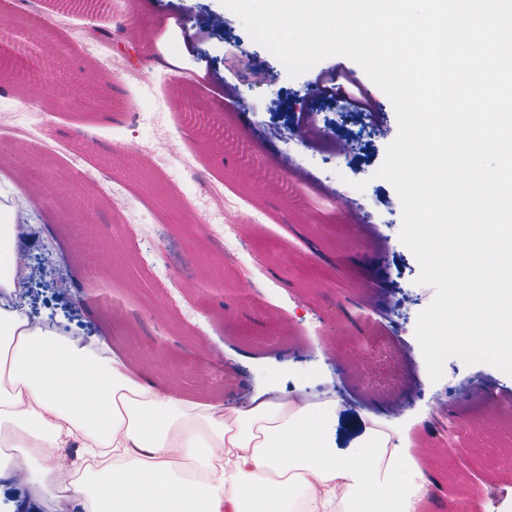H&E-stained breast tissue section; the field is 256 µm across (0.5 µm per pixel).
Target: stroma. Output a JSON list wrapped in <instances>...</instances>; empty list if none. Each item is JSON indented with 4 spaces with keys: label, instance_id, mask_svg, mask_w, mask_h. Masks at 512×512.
I'll return each instance as SVG.
<instances>
[{
    "label": "stroma",
    "instance_id": "stroma-1",
    "mask_svg": "<svg viewBox=\"0 0 512 512\" xmlns=\"http://www.w3.org/2000/svg\"><path fill=\"white\" fill-rule=\"evenodd\" d=\"M205 14L223 25L190 46L188 29ZM38 24L52 36V54L34 51L28 64L53 69L70 88H94L99 104L60 106L48 82L33 95L0 61V125L23 112L48 116L34 150L0 159V204L13 197L11 170L24 168L32 187L51 197L59 184L68 185L82 201L92 236L123 240L126 250L94 261L77 250L70 226L80 209L51 201L25 215L29 259L39 260L49 244L59 258L54 271L26 289L31 314L62 321L65 302L80 295L65 270L82 279L95 265L100 277L78 308L75 327L109 338L120 354L136 359L158 324L168 325L156 361L161 382L237 406L270 367L296 377L324 359L355 385L345 412L350 420L362 408L405 411L446 394L458 448H442L424 426L411 432L412 448L427 450L439 481L431 512H449L472 483L512 486V375L452 355L440 380L422 383L416 356L401 353L397 331L372 312L383 291L398 290L411 336L435 297L432 286L418 284L419 263L400 240L399 196L377 175L399 130L383 91L375 96L385 135L335 111L318 117L325 140L307 141L292 136L293 116L318 106L309 83L336 57L290 77L221 0H131L121 13L106 2L95 10L45 6ZM96 25L110 37L85 42ZM238 43L267 73L265 83L249 84L229 69ZM123 45L136 49L144 81H129L117 68ZM174 83L181 87L176 99L169 95ZM139 150L159 155V164L132 172L130 157ZM206 182L222 184L247 217L234 261L224 258L221 227L206 221ZM115 192L126 198L124 214L108 202ZM191 214L201 226L196 237L183 230ZM133 273L146 283L137 292L127 286ZM237 355L250 356V363L218 370ZM467 375L488 379L502 400L495 427H480L483 396L458 392L457 381Z\"/></svg>",
    "mask_w": 512,
    "mask_h": 512
}]
</instances>
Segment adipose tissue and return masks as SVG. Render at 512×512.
Wrapping results in <instances>:
<instances>
[{
	"mask_svg": "<svg viewBox=\"0 0 512 512\" xmlns=\"http://www.w3.org/2000/svg\"><path fill=\"white\" fill-rule=\"evenodd\" d=\"M22 231L0 205V478L21 492L0 512H427L433 480L396 440L429 407L390 425L362 410L347 439L340 401L314 393L325 362L290 390L270 373L238 408L162 387L30 315Z\"/></svg>",
	"mask_w": 512,
	"mask_h": 512,
	"instance_id": "ef3b65f1",
	"label": "adipose tissue"
}]
</instances>
